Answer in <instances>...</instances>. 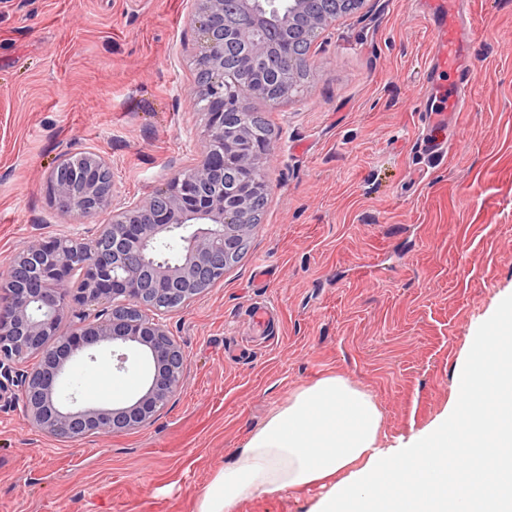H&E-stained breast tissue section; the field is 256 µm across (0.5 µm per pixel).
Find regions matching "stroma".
<instances>
[{
    "mask_svg": "<svg viewBox=\"0 0 512 512\" xmlns=\"http://www.w3.org/2000/svg\"><path fill=\"white\" fill-rule=\"evenodd\" d=\"M470 95L446 152H419L431 85L423 0H368L308 53L302 87L247 98L275 137L270 195L248 252L171 312L184 381L154 421L107 438L48 436L0 394V512H196L215 473L300 386L340 374L370 392L387 441L456 399L470 338L512 298V0H467ZM194 0H0V272L25 244L86 236L103 211L59 217L47 177L63 153L112 165L115 201L199 161L189 102ZM266 276L257 279L258 266ZM267 308L268 326L249 320ZM108 355L76 362L80 398ZM311 487L235 512H308Z\"/></svg>",
    "mask_w": 512,
    "mask_h": 512,
    "instance_id": "1",
    "label": "stroma"
}]
</instances>
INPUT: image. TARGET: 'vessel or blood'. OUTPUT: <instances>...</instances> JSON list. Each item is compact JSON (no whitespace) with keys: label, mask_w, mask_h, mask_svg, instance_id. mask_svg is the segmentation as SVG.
<instances>
[{"label":"vessel or blood","mask_w":512,"mask_h":512,"mask_svg":"<svg viewBox=\"0 0 512 512\" xmlns=\"http://www.w3.org/2000/svg\"><path fill=\"white\" fill-rule=\"evenodd\" d=\"M430 10L433 17L430 33L435 49V63L428 75L433 78L449 72L457 76L459 86H466L471 80V72L464 64L468 53L464 0H433ZM460 101V96L456 95L449 99L447 106L425 109L428 132L420 140L421 150L430 154L442 151L443 141L438 138L437 132L447 128L448 115L458 110Z\"/></svg>","instance_id":"vessel-or-blood-1"}]
</instances>
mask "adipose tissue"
Wrapping results in <instances>:
<instances>
[{"mask_svg": "<svg viewBox=\"0 0 512 512\" xmlns=\"http://www.w3.org/2000/svg\"><path fill=\"white\" fill-rule=\"evenodd\" d=\"M512 300L456 369L458 405L394 444L374 397L340 375L297 388L220 469L196 512L310 486V512H512Z\"/></svg>", "mask_w": 512, "mask_h": 512, "instance_id": "1", "label": "adipose tissue"}]
</instances>
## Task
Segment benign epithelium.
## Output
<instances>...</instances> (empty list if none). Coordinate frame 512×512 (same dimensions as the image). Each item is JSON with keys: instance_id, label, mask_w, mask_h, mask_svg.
I'll list each match as a JSON object with an SVG mask.
<instances>
[{"instance_id": "benign-epithelium-1", "label": "benign epithelium", "mask_w": 512, "mask_h": 512, "mask_svg": "<svg viewBox=\"0 0 512 512\" xmlns=\"http://www.w3.org/2000/svg\"><path fill=\"white\" fill-rule=\"evenodd\" d=\"M365 0H196L200 52L193 106L209 115L202 161L180 167L166 189L113 207L112 170L104 157L62 154L48 187L62 214L91 216L112 210L89 242L79 238L34 241L0 273V388H17L26 416L60 439L114 435L151 422L181 387L187 357L170 336L172 305L186 304L223 279L252 234L250 204L265 185L271 143L244 122L247 95L268 101L290 96L304 68L298 45L312 44L341 16ZM235 57L257 68L240 84L224 70ZM236 178L224 187V170ZM182 242L172 261L155 256L169 239ZM112 346L123 370L134 349L152 362L146 390L132 403L110 407L64 394L67 366L89 349Z\"/></svg>"}]
</instances>
